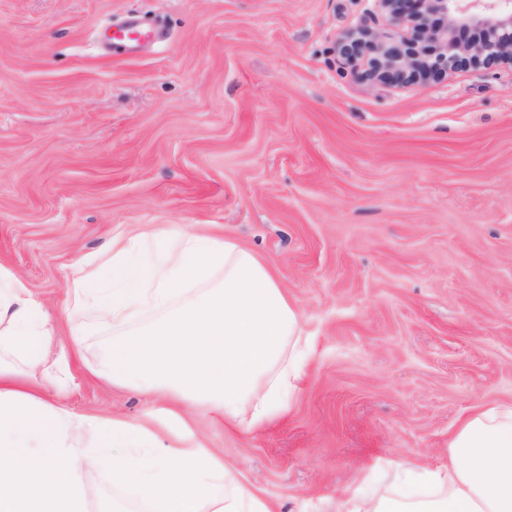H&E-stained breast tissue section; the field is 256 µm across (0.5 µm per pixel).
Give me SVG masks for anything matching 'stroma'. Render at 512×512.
Segmentation results:
<instances>
[{
    "label": "stroma",
    "instance_id": "obj_1",
    "mask_svg": "<svg viewBox=\"0 0 512 512\" xmlns=\"http://www.w3.org/2000/svg\"><path fill=\"white\" fill-rule=\"evenodd\" d=\"M128 14L166 40L103 46ZM363 25L399 34L376 0H0V263L57 331L31 381L223 454L279 512L431 493L407 466L512 403V69L366 80L336 50ZM135 224L274 263L313 346L284 415L237 431L93 376L122 331L70 274Z\"/></svg>",
    "mask_w": 512,
    "mask_h": 512
}]
</instances>
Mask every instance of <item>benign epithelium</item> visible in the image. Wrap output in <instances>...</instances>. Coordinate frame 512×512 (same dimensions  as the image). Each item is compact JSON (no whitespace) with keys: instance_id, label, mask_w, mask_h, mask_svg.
I'll use <instances>...</instances> for the list:
<instances>
[{"instance_id":"benign-epithelium-1","label":"benign epithelium","mask_w":512,"mask_h":512,"mask_svg":"<svg viewBox=\"0 0 512 512\" xmlns=\"http://www.w3.org/2000/svg\"><path fill=\"white\" fill-rule=\"evenodd\" d=\"M399 38L362 26L337 41L356 73L376 81L409 83L461 67L512 69V0H377ZM478 30L466 43L459 33Z\"/></svg>"}]
</instances>
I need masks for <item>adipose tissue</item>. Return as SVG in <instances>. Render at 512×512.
<instances>
[{
	"label": "adipose tissue",
	"instance_id": "ef3b65f1",
	"mask_svg": "<svg viewBox=\"0 0 512 512\" xmlns=\"http://www.w3.org/2000/svg\"><path fill=\"white\" fill-rule=\"evenodd\" d=\"M104 265V278L88 263L75 266L74 308L109 312L121 326L149 306L167 315L152 329H125L101 379L246 429L286 411L305 376L306 341L270 262L233 238L184 224L113 237ZM218 268L221 287L204 290ZM54 345L41 301L0 265V351L38 366ZM45 391L0 364V512H85L82 475L94 467L109 468L150 512H274L222 456L178 440L133 456L154 439L145 427L52 407ZM449 448L448 465L425 473L446 495L396 505L353 493L336 512H512V405L477 410Z\"/></svg>",
	"mask_w": 512,
	"mask_h": 512
}]
</instances>
